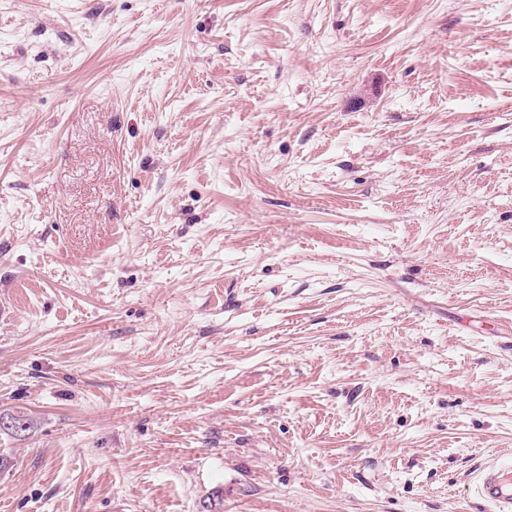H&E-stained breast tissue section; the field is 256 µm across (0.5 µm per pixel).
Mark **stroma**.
<instances>
[{"label": "stroma", "instance_id": "obj_1", "mask_svg": "<svg viewBox=\"0 0 512 512\" xmlns=\"http://www.w3.org/2000/svg\"><path fill=\"white\" fill-rule=\"evenodd\" d=\"M0 512H495L512 0H0Z\"/></svg>", "mask_w": 512, "mask_h": 512}]
</instances>
